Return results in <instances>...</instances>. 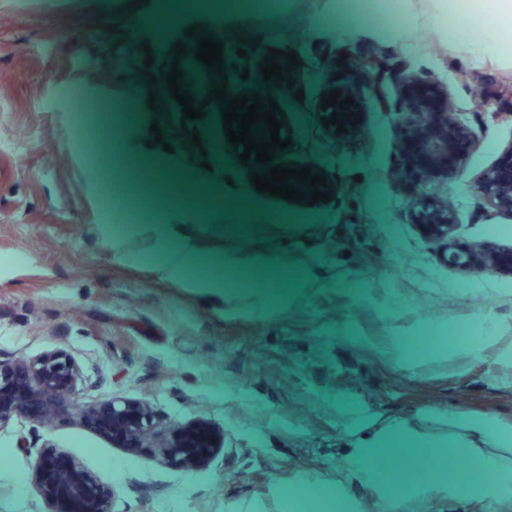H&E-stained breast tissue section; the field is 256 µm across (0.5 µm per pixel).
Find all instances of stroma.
Returning a JSON list of instances; mask_svg holds the SVG:
<instances>
[{"label":"stroma","mask_w":512,"mask_h":512,"mask_svg":"<svg viewBox=\"0 0 512 512\" xmlns=\"http://www.w3.org/2000/svg\"><path fill=\"white\" fill-rule=\"evenodd\" d=\"M128 0H0V355L33 358L63 349L78 362L82 406L112 400L150 403L160 422H196L213 448L187 470L144 451L118 448L80 419L40 425L23 418L0 427V512H35L33 471L53 445L114 488L116 512H335L328 489L359 463L386 455L417 477L456 480L452 467L414 448L411 430L429 411L488 413L512 421V277L462 275L440 261L438 242L416 226L413 198L452 203L457 236L512 246V218L487 211L475 180L512 144V50L482 54L474 0H404L405 34L349 35L336 0H288L275 30L238 15H182L165 38L146 21L161 0L125 12ZM117 32H108V25ZM199 25L223 42L230 95L263 81L256 53L240 39L296 52L293 87L274 96L286 121L283 166L324 174L331 199L305 206L256 192L223 130L217 102L183 121L152 73L178 63L183 87L208 94L214 76L195 61ZM150 51L129 52V36ZM185 40L188 52L171 48ZM426 112H455L479 140L463 169L427 181L402 173L397 123L407 73ZM358 85V122L325 128L321 96ZM84 91L93 108L97 168L88 173L75 112H57L50 93ZM135 121L114 127L117 103ZM163 144H152L151 123ZM197 129L200 145L182 137ZM183 181L256 199L251 249L284 258L276 287L237 273V249L220 222L170 204L165 182L147 183L142 157ZM314 216L311 224H271L269 213ZM493 344L485 360L452 344L409 361L436 331ZM31 446L16 448L18 432Z\"/></svg>","instance_id":"1"}]
</instances>
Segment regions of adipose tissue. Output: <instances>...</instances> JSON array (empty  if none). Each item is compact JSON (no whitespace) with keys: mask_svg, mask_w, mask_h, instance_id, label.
Instances as JSON below:
<instances>
[{"mask_svg":"<svg viewBox=\"0 0 512 512\" xmlns=\"http://www.w3.org/2000/svg\"><path fill=\"white\" fill-rule=\"evenodd\" d=\"M442 428L449 441L462 445L466 456L482 468L484 478L449 483L434 476L412 484L398 474L384 482L373 468L358 467L337 483V497L356 485L363 490L357 512H413L420 500L435 507L448 504L458 512H500L512 498V423L493 415L468 417L451 411L426 416L420 435L427 438Z\"/></svg>","mask_w":512,"mask_h":512,"instance_id":"obj_1","label":"adipose tissue"}]
</instances>
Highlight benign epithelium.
Returning a JSON list of instances; mask_svg holds the SVG:
<instances>
[{"label": "benign epithelium", "instance_id": "benign-epithelium-1", "mask_svg": "<svg viewBox=\"0 0 512 512\" xmlns=\"http://www.w3.org/2000/svg\"><path fill=\"white\" fill-rule=\"evenodd\" d=\"M408 116L416 131L401 151L408 173L424 179L455 173L477 146L468 127L450 111ZM479 189L488 207L512 214V145L497 166L480 176ZM455 224L452 211L436 201L425 208L418 227L423 237L443 244L442 260L448 267L459 272L483 267L512 276L511 246L464 243L455 234ZM81 384L80 368L64 350L35 358L0 356V426L18 417L39 422L69 415ZM80 417L114 447L147 448L183 468L200 466L208 456V449L198 443L204 428L175 426L159 431L155 412L147 403L112 400L82 409ZM33 483L41 512H116L115 491L64 453H45L33 472Z\"/></svg>", "mask_w": 512, "mask_h": 512}]
</instances>
